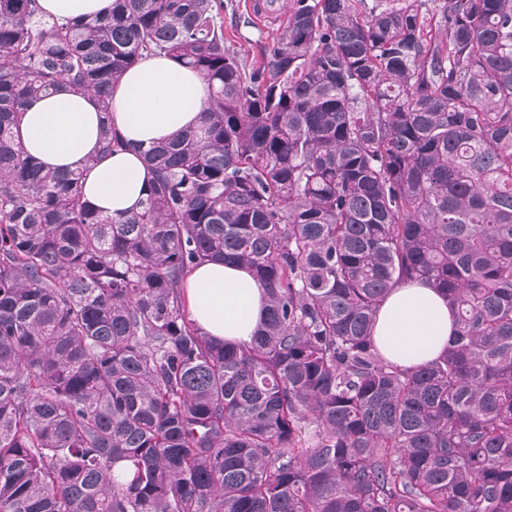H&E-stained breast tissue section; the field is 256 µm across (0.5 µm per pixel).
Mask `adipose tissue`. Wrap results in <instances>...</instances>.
<instances>
[{
	"instance_id": "adipose-tissue-1",
	"label": "adipose tissue",
	"mask_w": 512,
	"mask_h": 512,
	"mask_svg": "<svg viewBox=\"0 0 512 512\" xmlns=\"http://www.w3.org/2000/svg\"><path fill=\"white\" fill-rule=\"evenodd\" d=\"M205 95L201 74L169 56H151L121 77L110 115H102L92 95L64 88L26 105L18 137L44 168L85 169V198L103 214L117 217L147 197L154 174L145 152L195 125ZM106 118L127 141V150L101 155L100 128ZM184 289L192 319L213 340L251 342L265 317L264 291L241 266L203 262ZM455 334L447 299L430 284L413 281L396 286L382 304L374 340L386 359L409 368L435 359Z\"/></svg>"
}]
</instances>
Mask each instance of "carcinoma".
<instances>
[{"mask_svg": "<svg viewBox=\"0 0 512 512\" xmlns=\"http://www.w3.org/2000/svg\"><path fill=\"white\" fill-rule=\"evenodd\" d=\"M223 8L0 0V512H512V0H292L256 66ZM162 53L199 124L104 215L24 107L64 82L107 111ZM206 260L263 288L250 343L191 319ZM415 280L457 335L401 368L373 332ZM112 0H38V6L46 14L58 19H92L107 11Z\"/></svg>", "mask_w": 512, "mask_h": 512, "instance_id": "1", "label": "carcinoma"}]
</instances>
